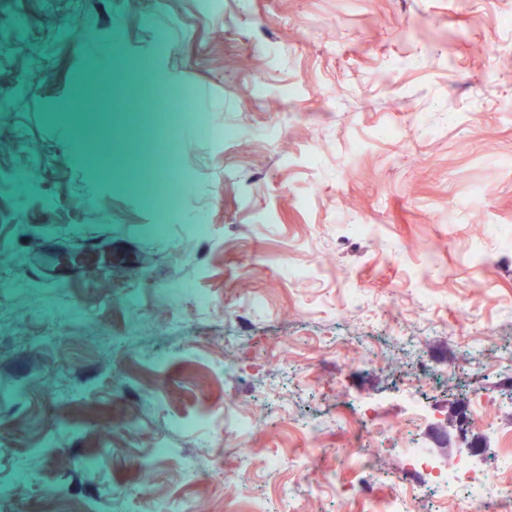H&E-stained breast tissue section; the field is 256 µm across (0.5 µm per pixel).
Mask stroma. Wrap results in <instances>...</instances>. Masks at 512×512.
I'll list each match as a JSON object with an SVG mask.
<instances>
[{
  "mask_svg": "<svg viewBox=\"0 0 512 512\" xmlns=\"http://www.w3.org/2000/svg\"><path fill=\"white\" fill-rule=\"evenodd\" d=\"M149 10L146 25L124 0H0L42 72L27 83L0 49V512H275L285 488L299 512H367L336 494L355 448L335 420L358 403L400 419L411 394L437 417L418 438L493 471L512 433V69L495 64L512 0ZM85 38L118 58L83 71ZM145 87L206 118L179 132L190 190L165 225L149 202L164 174L144 164L163 131L87 119ZM27 165L40 180H19ZM252 300L253 322L231 324ZM478 393L480 425L464 417ZM230 403L251 437L225 434ZM313 420L328 426L310 439Z\"/></svg>",
  "mask_w": 512,
  "mask_h": 512,
  "instance_id": "1",
  "label": "stroma"
}]
</instances>
